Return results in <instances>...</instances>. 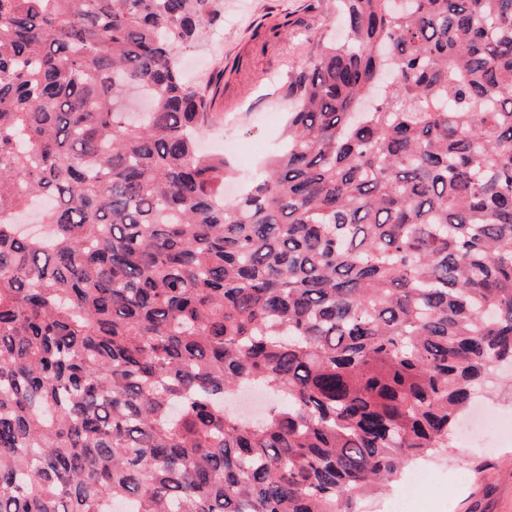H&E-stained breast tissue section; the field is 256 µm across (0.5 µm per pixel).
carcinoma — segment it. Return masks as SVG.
I'll list each match as a JSON object with an SVG mask.
<instances>
[{
  "label": "carcinoma",
  "instance_id": "1",
  "mask_svg": "<svg viewBox=\"0 0 512 512\" xmlns=\"http://www.w3.org/2000/svg\"><path fill=\"white\" fill-rule=\"evenodd\" d=\"M336 6L227 199L222 0H0V512H355L512 365V0Z\"/></svg>",
  "mask_w": 512,
  "mask_h": 512
}]
</instances>
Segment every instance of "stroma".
Returning <instances> with one entry per match:
<instances>
[{"label": "stroma", "mask_w": 512, "mask_h": 512, "mask_svg": "<svg viewBox=\"0 0 512 512\" xmlns=\"http://www.w3.org/2000/svg\"><path fill=\"white\" fill-rule=\"evenodd\" d=\"M333 0H224V17L198 47L184 51L189 82L211 80L213 119L199 147L213 153L232 143L235 195L280 139L292 107L288 81L340 38ZM429 487L419 512H512V440L475 448L457 438L447 455L423 466Z\"/></svg>", "instance_id": "stroma-1"}]
</instances>
